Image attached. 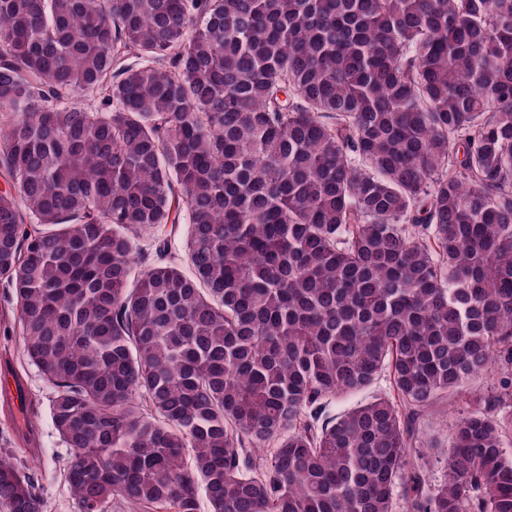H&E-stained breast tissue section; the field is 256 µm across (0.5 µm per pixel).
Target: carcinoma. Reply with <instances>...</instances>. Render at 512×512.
Here are the masks:
<instances>
[{
  "label": "carcinoma",
  "instance_id": "obj_1",
  "mask_svg": "<svg viewBox=\"0 0 512 512\" xmlns=\"http://www.w3.org/2000/svg\"><path fill=\"white\" fill-rule=\"evenodd\" d=\"M0 177L78 512H512V0H0ZM389 388V377L387 376V373H385L384 375H381L371 387L355 396L332 399L327 407V413L329 416L333 417L340 415L360 403L371 400L374 396L386 393L389 394ZM498 378L478 381L459 397L448 400L443 399L436 402L424 417L421 427L426 432L440 433L443 438L449 434V424L454 416L461 411L471 410L476 407L479 396L493 393L497 389Z\"/></svg>",
  "mask_w": 512,
  "mask_h": 512
}]
</instances>
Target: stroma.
Masks as SVG:
<instances>
[{
  "mask_svg": "<svg viewBox=\"0 0 512 512\" xmlns=\"http://www.w3.org/2000/svg\"><path fill=\"white\" fill-rule=\"evenodd\" d=\"M13 321L11 292L0 287V367H8L26 386V400L19 412L0 407V450L24 464L27 475L47 502V512H77L76 501L62 475L70 450L50 415L53 389L23 358L21 339L11 330ZM497 385L494 378L479 381L461 396L436 402L421 423L423 430L448 435L454 416L475 408L478 398L493 393Z\"/></svg>",
  "mask_w": 512,
  "mask_h": 512,
  "instance_id": "stroma-1",
  "label": "stroma"
}]
</instances>
